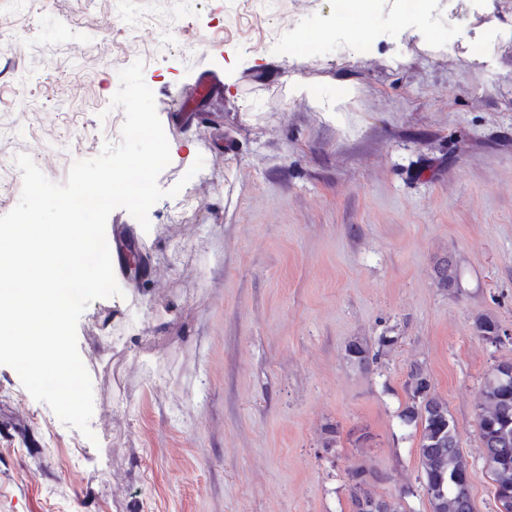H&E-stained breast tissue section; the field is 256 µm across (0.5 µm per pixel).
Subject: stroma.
I'll return each instance as SVG.
<instances>
[{
    "label": "stroma",
    "mask_w": 512,
    "mask_h": 512,
    "mask_svg": "<svg viewBox=\"0 0 512 512\" xmlns=\"http://www.w3.org/2000/svg\"><path fill=\"white\" fill-rule=\"evenodd\" d=\"M0 53V216L18 155L62 183L119 141L110 99L135 60L193 146L160 173L185 186L150 229L108 218L145 271L77 324L93 438L0 365V512H353L356 468L430 512L400 418L415 365L457 424L474 512H499L477 398L512 361V0L416 18L377 0L360 35L336 0H0ZM204 73L231 94L170 111ZM343 78L358 93L328 117Z\"/></svg>",
    "instance_id": "1"
}]
</instances>
